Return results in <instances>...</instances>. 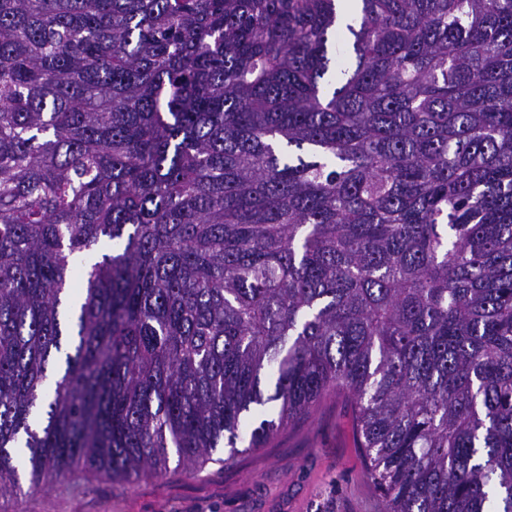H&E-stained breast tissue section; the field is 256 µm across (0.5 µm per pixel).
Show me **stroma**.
Here are the masks:
<instances>
[{
  "mask_svg": "<svg viewBox=\"0 0 512 512\" xmlns=\"http://www.w3.org/2000/svg\"><path fill=\"white\" fill-rule=\"evenodd\" d=\"M227 448L189 473L170 464L134 480L83 473L69 486L46 485L24 499L0 494V512H384L385 502L363 478L352 408L328 395L315 411L262 447L224 465Z\"/></svg>",
  "mask_w": 512,
  "mask_h": 512,
  "instance_id": "stroma-1",
  "label": "stroma"
}]
</instances>
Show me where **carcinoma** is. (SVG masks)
Wrapping results in <instances>:
<instances>
[{"label": "carcinoma", "instance_id": "carcinoma-1", "mask_svg": "<svg viewBox=\"0 0 512 512\" xmlns=\"http://www.w3.org/2000/svg\"><path fill=\"white\" fill-rule=\"evenodd\" d=\"M331 393L385 512H512V0H0V493Z\"/></svg>", "mask_w": 512, "mask_h": 512}]
</instances>
